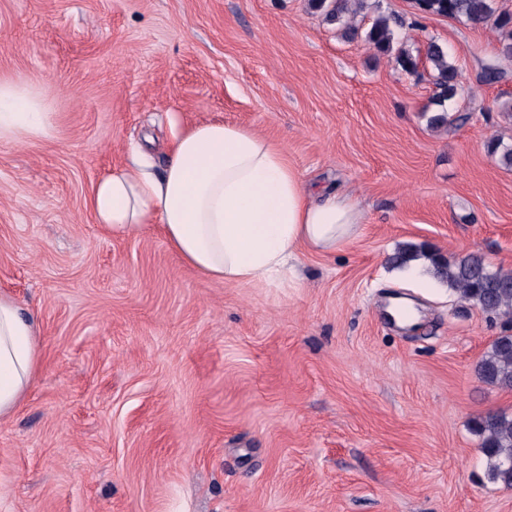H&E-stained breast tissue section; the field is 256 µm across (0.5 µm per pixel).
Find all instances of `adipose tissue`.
<instances>
[{
	"label": "adipose tissue",
	"mask_w": 512,
	"mask_h": 512,
	"mask_svg": "<svg viewBox=\"0 0 512 512\" xmlns=\"http://www.w3.org/2000/svg\"><path fill=\"white\" fill-rule=\"evenodd\" d=\"M54 117L29 88L0 82V142L50 137ZM89 205L115 236L156 228L200 275L272 285L296 275L302 252L329 253L359 234L356 201L311 196L284 150L253 128L206 121L180 132L156 169L142 149L99 177ZM35 321L0 294V419L10 416L40 366Z\"/></svg>",
	"instance_id": "adipose-tissue-1"
}]
</instances>
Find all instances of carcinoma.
Segmentation results:
<instances>
[{"mask_svg":"<svg viewBox=\"0 0 512 512\" xmlns=\"http://www.w3.org/2000/svg\"><path fill=\"white\" fill-rule=\"evenodd\" d=\"M423 14L458 18L473 27L491 26L502 33L498 55L512 59V12L497 10L494 0H416ZM309 8L320 13L324 20L336 26L346 38L360 36L376 51L395 53V62L402 70L417 71L419 56L405 45H396L398 30L406 20L395 14H378L365 32L350 24V0H309ZM426 59L432 66L433 96L437 109L428 118L430 125L446 128L466 120V116H449L446 104L458 95V70L448 62V50L432 40L426 48ZM433 275L448 284L459 298L487 313L512 314V272L495 270L484 258L468 253L449 262L428 253ZM479 378L490 385L512 390V334L497 337L477 366ZM474 431L481 438L480 449L487 460L489 479L508 490L512 489V414L489 412L473 421Z\"/></svg>","mask_w":512,"mask_h":512,"instance_id":"obj_1","label":"carcinoma"}]
</instances>
